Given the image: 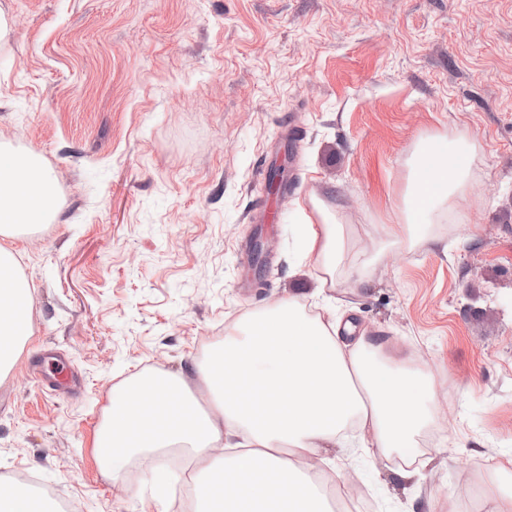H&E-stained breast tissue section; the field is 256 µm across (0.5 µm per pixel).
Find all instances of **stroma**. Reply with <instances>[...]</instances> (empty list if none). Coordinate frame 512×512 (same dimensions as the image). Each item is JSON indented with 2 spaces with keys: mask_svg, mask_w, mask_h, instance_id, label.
I'll return each mask as SVG.
<instances>
[{
  "mask_svg": "<svg viewBox=\"0 0 512 512\" xmlns=\"http://www.w3.org/2000/svg\"><path fill=\"white\" fill-rule=\"evenodd\" d=\"M0 142L38 154L55 218L16 240L33 334L0 378V479L80 512H170L157 451L113 481L95 446L126 380L194 376L240 320L294 294L427 367L418 453L336 449L344 512H454L512 485V0H0ZM473 145L487 194L368 285L302 258L311 200L367 257L422 138ZM288 162L293 193L267 194ZM63 352L67 387L40 378Z\"/></svg>",
  "mask_w": 512,
  "mask_h": 512,
  "instance_id": "1",
  "label": "stroma"
}]
</instances>
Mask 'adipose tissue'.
<instances>
[{
  "instance_id": "1",
  "label": "adipose tissue",
  "mask_w": 512,
  "mask_h": 512,
  "mask_svg": "<svg viewBox=\"0 0 512 512\" xmlns=\"http://www.w3.org/2000/svg\"><path fill=\"white\" fill-rule=\"evenodd\" d=\"M469 188L467 157L447 138L422 140L387 227V248L419 237L439 209L467 208ZM315 208L321 226L302 225L300 234L307 255L332 279L348 238L338 208L320 200ZM56 209L57 181L40 157L0 147V373L30 335L28 322L14 313L30 285L9 242L51 221ZM157 380L124 384L96 446L116 479L128 459L143 452L179 449L208 463L196 512H323L303 461L344 447L352 423L361 447L412 455L431 392L425 372L409 370L385 337L351 323L336 335L295 298L246 317L198 381L164 372ZM198 388L210 396L208 411L196 407ZM222 446L232 456L219 455Z\"/></svg>"
}]
</instances>
